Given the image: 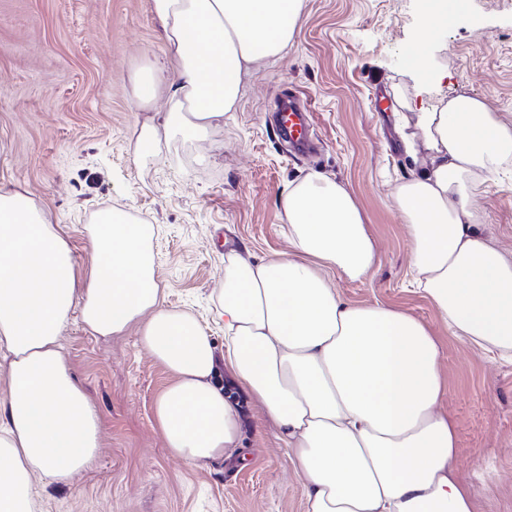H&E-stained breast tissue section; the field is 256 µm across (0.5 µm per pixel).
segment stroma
Wrapping results in <instances>:
<instances>
[{"label": "stroma", "instance_id": "obj_1", "mask_svg": "<svg viewBox=\"0 0 512 512\" xmlns=\"http://www.w3.org/2000/svg\"><path fill=\"white\" fill-rule=\"evenodd\" d=\"M421 37L427 82L408 62ZM167 66L151 0H0V187L30 191L81 263L99 211L152 225L164 307L193 314L220 352L225 254L292 253L280 193L311 171L334 176L360 210L376 263L357 281L332 274L333 287L348 303L404 311L432 332L457 471L480 512H512V360L453 336L416 287L396 201L402 177L429 161L414 112L465 94L512 127V0H453L447 25L431 31L424 0H304L287 51L253 68L206 141L164 136L144 159L139 128L162 122L166 108L160 99L140 106L135 81L143 68ZM284 93L309 105L321 143L312 160L291 156L277 135L272 111ZM474 195L480 232L512 255V159L477 178ZM62 343L99 412L102 448L69 486L35 484L31 512H305L276 427L227 366L218 377L240 407L242 456L196 465L164 446L154 402L170 375L136 331L98 339L74 312Z\"/></svg>", "mask_w": 512, "mask_h": 512}]
</instances>
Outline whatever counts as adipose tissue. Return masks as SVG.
<instances>
[{"mask_svg": "<svg viewBox=\"0 0 512 512\" xmlns=\"http://www.w3.org/2000/svg\"><path fill=\"white\" fill-rule=\"evenodd\" d=\"M171 79L137 88L161 98V135L204 139L233 111L243 78L291 43L303 0H152ZM428 168L396 189L413 243L416 286L454 335L512 355V256L479 232L474 178L512 157V128L457 96L415 113ZM298 258L224 260V355L186 312L163 307L151 225L123 210L89 228L79 274L69 242L25 189H0V512H29L31 480L62 486L91 467L99 415L68 367L61 335L72 311L109 339L136 330L171 374L155 403L169 453L191 463L240 454L239 410L217 364L276 424L305 489L306 512H476L454 460L457 436L438 402L434 337L407 313L343 301L328 272L358 280L375 253L346 187L310 172L280 195Z\"/></svg>", "mask_w": 512, "mask_h": 512, "instance_id": "obj_1", "label": "adipose tissue"}]
</instances>
